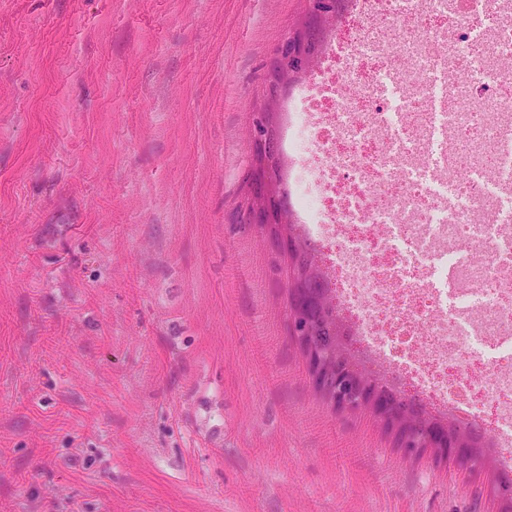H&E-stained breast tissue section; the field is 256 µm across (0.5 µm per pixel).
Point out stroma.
<instances>
[{
  "mask_svg": "<svg viewBox=\"0 0 512 512\" xmlns=\"http://www.w3.org/2000/svg\"><path fill=\"white\" fill-rule=\"evenodd\" d=\"M307 0H0V512H495L334 410L246 224Z\"/></svg>",
  "mask_w": 512,
  "mask_h": 512,
  "instance_id": "35a3bbf8",
  "label": "stroma"
}]
</instances>
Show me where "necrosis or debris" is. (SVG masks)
Returning a JSON list of instances; mask_svg holds the SVG:
<instances>
[{
    "label": "necrosis or debris",
    "mask_w": 512,
    "mask_h": 512,
    "mask_svg": "<svg viewBox=\"0 0 512 512\" xmlns=\"http://www.w3.org/2000/svg\"><path fill=\"white\" fill-rule=\"evenodd\" d=\"M351 0L342 42L287 102L298 231L364 361L436 417L490 409L486 454L512 464V0ZM466 17L467 27L455 24Z\"/></svg>",
    "instance_id": "1"
}]
</instances>
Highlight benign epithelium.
Wrapping results in <instances>:
<instances>
[{
	"label": "benign epithelium",
	"mask_w": 512,
	"mask_h": 512,
	"mask_svg": "<svg viewBox=\"0 0 512 512\" xmlns=\"http://www.w3.org/2000/svg\"><path fill=\"white\" fill-rule=\"evenodd\" d=\"M335 0H308V22L287 35L267 68L268 98L281 92V84L306 62L314 48L312 27L336 23ZM248 137L252 148V169L249 178V207L246 222L267 235L279 255L291 267L288 292V324L290 334L302 347L310 369L313 388L331 397L336 409L347 412L370 410L390 430L399 433L405 453L418 455L423 449H434L443 457H454L462 467L477 471L479 464L473 440L481 436L479 421L450 430L446 424L423 419V405L414 393L391 390L368 372L339 362L330 353L315 346L314 336L324 315L326 294L322 285L303 274L299 257V241L288 232V210L282 204L275 175L278 133L272 114L257 112L249 125Z\"/></svg>",
	"instance_id": "1"
}]
</instances>
